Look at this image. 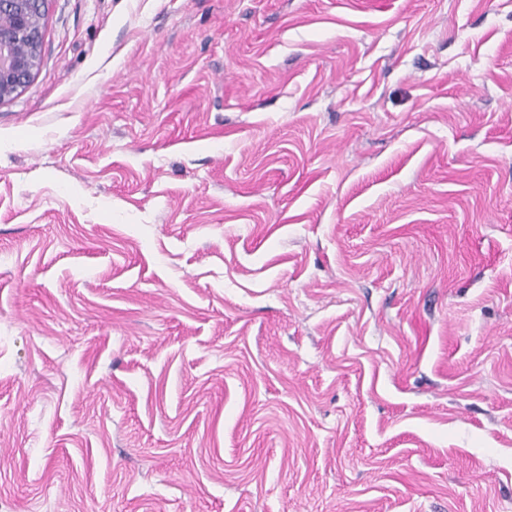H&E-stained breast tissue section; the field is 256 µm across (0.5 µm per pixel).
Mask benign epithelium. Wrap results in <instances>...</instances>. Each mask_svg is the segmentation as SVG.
I'll return each mask as SVG.
<instances>
[{
	"label": "benign epithelium",
	"mask_w": 512,
	"mask_h": 512,
	"mask_svg": "<svg viewBox=\"0 0 512 512\" xmlns=\"http://www.w3.org/2000/svg\"><path fill=\"white\" fill-rule=\"evenodd\" d=\"M51 0H0V103L24 88L41 61Z\"/></svg>",
	"instance_id": "1"
}]
</instances>
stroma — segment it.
<instances>
[{"mask_svg":"<svg viewBox=\"0 0 512 512\" xmlns=\"http://www.w3.org/2000/svg\"><path fill=\"white\" fill-rule=\"evenodd\" d=\"M0 103V512H512V0H51Z\"/></svg>","mask_w":512,"mask_h":512,"instance_id":"obj_1","label":"stroma"}]
</instances>
